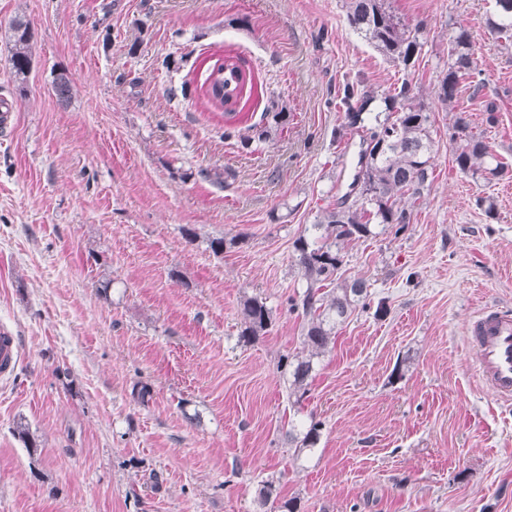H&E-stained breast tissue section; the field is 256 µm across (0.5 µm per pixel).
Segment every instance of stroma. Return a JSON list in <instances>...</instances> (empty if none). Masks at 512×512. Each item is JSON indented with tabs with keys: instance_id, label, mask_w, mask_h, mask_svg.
<instances>
[{
	"instance_id": "1",
	"label": "stroma",
	"mask_w": 512,
	"mask_h": 512,
	"mask_svg": "<svg viewBox=\"0 0 512 512\" xmlns=\"http://www.w3.org/2000/svg\"><path fill=\"white\" fill-rule=\"evenodd\" d=\"M388 4L422 47L408 70L347 25L346 0H0V327L19 349L0 377V512H257L270 478L297 512H512V404L481 385L467 341L482 308L512 312V179L461 172L451 142L467 112L512 164V47L487 24L495 0ZM18 18L33 29L22 83ZM460 25L495 123L469 89L437 98ZM229 52L257 80L231 140L222 112L167 93ZM348 82L409 85L432 114L433 174L403 231L341 242L340 274L366 282L368 305L295 403L293 243L350 190ZM280 110L287 123L249 141ZM246 297L273 312L250 344ZM313 420L317 444L297 451ZM14 45L10 58L11 68L16 78L26 80L31 65L30 43L33 31L30 22L17 19L12 24Z\"/></svg>"
}]
</instances>
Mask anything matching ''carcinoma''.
I'll return each mask as SVG.
<instances>
[{"label": "carcinoma", "instance_id": "carcinoma-1", "mask_svg": "<svg viewBox=\"0 0 512 512\" xmlns=\"http://www.w3.org/2000/svg\"><path fill=\"white\" fill-rule=\"evenodd\" d=\"M346 19L349 26L397 66L408 69L415 65L421 47L400 19L386 5V0H347ZM489 26L500 34L505 44L512 43V0H496L495 18ZM14 45L10 58L13 73L26 80L31 65L30 22L17 19L12 24ZM474 61L468 31L459 27L450 39L448 73L438 82V98L452 100L461 82H468L472 96L481 97L482 81L473 80ZM254 75L241 58L231 53L215 61L197 88L198 98L224 112L225 124L239 120L242 103L252 92ZM383 109L374 115L375 125L362 139L358 171L354 180L361 182L360 197L349 201L345 195L336 207L323 212L318 225H326L327 235L321 244H312L304 236L294 242L298 265L306 280V290L294 300L293 309H302L307 318L304 350L289 361L292 367L289 389L296 394L305 389L313 370V360L326 350L336 335L338 325L346 321L353 306L368 296L362 280L340 281L338 271L342 259L338 242L361 239L373 234L374 224H395L399 228L411 221L412 210L404 200L416 201L428 187L432 173L431 113L424 105L410 102L409 87L403 83L398 91L382 99L372 90L347 84L342 103L346 127L359 128L363 114L376 101ZM452 147L454 161L460 171L478 175L487 182L505 177L508 167L496 159L489 142L469 131L466 113L454 121ZM272 310L257 297L244 300L241 308L240 339L249 343L264 335L272 323ZM320 423L312 421L303 432L297 451L312 448L319 438ZM260 512H295V504L281 500L273 482L261 484L256 497Z\"/></svg>", "mask_w": 512, "mask_h": 512}]
</instances>
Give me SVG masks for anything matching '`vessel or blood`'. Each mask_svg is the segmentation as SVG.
<instances>
[{
	"label": "vessel or blood",
	"mask_w": 512,
	"mask_h": 512,
	"mask_svg": "<svg viewBox=\"0 0 512 512\" xmlns=\"http://www.w3.org/2000/svg\"><path fill=\"white\" fill-rule=\"evenodd\" d=\"M479 381L500 402L512 401V314L485 309L468 326ZM19 351L9 331H0V374L13 371Z\"/></svg>",
	"instance_id": "obj_1"
}]
</instances>
